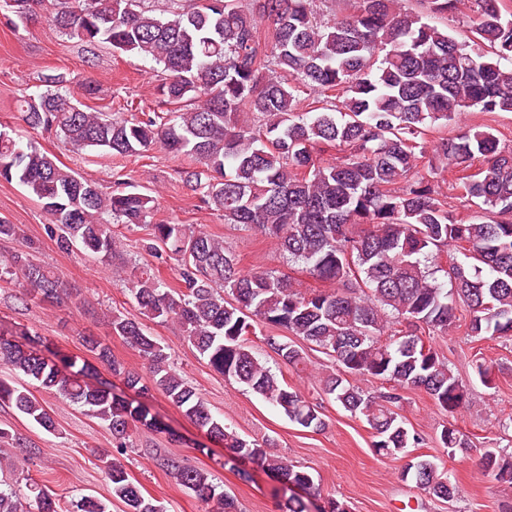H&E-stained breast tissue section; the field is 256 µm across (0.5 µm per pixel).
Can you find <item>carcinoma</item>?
Listing matches in <instances>:
<instances>
[{"mask_svg": "<svg viewBox=\"0 0 512 512\" xmlns=\"http://www.w3.org/2000/svg\"><path fill=\"white\" fill-rule=\"evenodd\" d=\"M0 0V19L16 30L39 19L89 45L137 55L166 73L157 107L131 118L90 105L93 78L72 88L61 74H45L16 99L21 120L62 137L76 151L132 157L160 148L187 161L183 184L224 223L254 228L301 262L326 289L303 291L281 275L245 274L214 235L189 224L152 225L147 249L181 256L174 288L156 274L132 269L128 290L141 315L176 321L187 341L224 377L261 395L289 421L325 427L318 406L279 379L256 354L248 336L254 321L278 330L264 337L284 364L303 357L287 336H298L336 359L322 390L374 431L373 448L394 456L420 442L396 412L404 389L424 390L442 410L466 406L467 389L448 362L419 333H446L463 310L467 335L512 339V149L489 129L432 137L465 112H512V12L502 0H474L467 36L444 21L465 0ZM316 94L315 109L302 95ZM329 150L336 156L325 159ZM453 177L458 198L475 208L458 221L448 195L435 183ZM0 180L16 182L37 200L61 249L80 246L108 260L118 253L116 224H145L156 198L130 185L111 193L79 178L22 137L0 131ZM453 244L439 282L425 260ZM21 282L31 296L58 304L67 289L47 268L17 251L0 259V276ZM112 332L149 362V375L127 369L109 347L85 338L88 351L141 395L161 392L206 437L240 464H254L300 488L280 512H309L318 493L312 475L224 424L186 378L172 370L164 346L144 324L114 314ZM400 329L383 342L387 325ZM0 337V361L81 408L112 433L124 452L140 427L163 426L149 407L99 382L79 357L38 348L27 329ZM383 380L371 392L344 374ZM0 403L13 406L46 431L50 412L23 386L0 378ZM442 447L465 448L453 426ZM156 464L205 505L206 512H237L210 474L180 457L156 453ZM112 498L84 495L76 512H164L116 458L103 460ZM483 475L512 484V453L488 451ZM418 489L453 501L457 486L437 462L407 467ZM62 512L36 484L0 490V512Z\"/></svg>", "mask_w": 512, "mask_h": 512, "instance_id": "carcinoma-1", "label": "carcinoma"}]
</instances>
